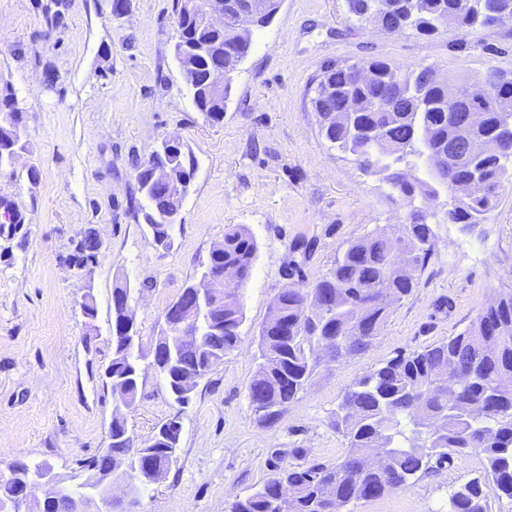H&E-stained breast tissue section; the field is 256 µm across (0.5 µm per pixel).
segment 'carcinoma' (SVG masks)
Listing matches in <instances>:
<instances>
[{"label": "carcinoma", "mask_w": 512, "mask_h": 512, "mask_svg": "<svg viewBox=\"0 0 512 512\" xmlns=\"http://www.w3.org/2000/svg\"><path fill=\"white\" fill-rule=\"evenodd\" d=\"M173 0V17L179 20V38L191 47L207 46L223 56L228 31L211 29L198 16H185ZM350 13L362 18L378 13L391 29H408L431 36L442 31L441 21L459 15L458 32L479 24L512 23V0H347ZM372 77L357 76V63L324 67L317 79L312 107L318 112L321 132L338 148L357 156L361 168L379 175L391 186L405 209L402 234L378 231L352 242L336 258L330 274L309 284L286 288L274 304L278 320L266 321L259 331L261 363L250 380V399L263 400L269 412L265 419L277 420L282 408L305 390L317 361L316 350L336 348L338 357L366 351L386 322L390 306L414 288L416 273L430 258L435 235L431 216L420 211L418 200L451 194L452 184L474 176L504 188L507 173L499 157L486 151L496 140L501 153L512 156V110L485 108L483 122L470 132L463 158L454 161L449 183L433 175H414L425 166V152H448L455 140L457 123L466 103L451 104L444 88L429 77L430 68L392 70L382 61L367 62ZM486 78L495 80L496 94L512 92V79L489 66ZM205 71L197 73L191 89L198 111L214 121L224 118L223 101H216L204 84ZM347 99L359 103L358 112L343 116L324 111V102L338 104ZM14 116L0 123V169L24 151L26 143L17 124L22 110L17 100L0 101V114ZM146 154L134 165L137 191L145 222L158 229L174 225L165 214L170 197L185 188L196 170L194 156L182 143L170 146L169 154ZM501 194L460 201L448 207L450 224H479L497 206ZM98 241L87 235L77 245L76 262L96 259ZM224 251L210 258L224 272V301L204 315L197 341L177 347L170 373L180 385L193 391L200 370L211 367L235 350L243 321L241 288L249 280L257 252L256 240L243 224L224 231ZM329 297L334 306L314 310L308 299ZM123 338L112 341V400L125 398L135 404L140 368L135 356L122 360ZM512 381V293L486 307L465 331L420 350L400 353L376 366L344 394L336 412V431L347 442L345 455L334 464L277 467L251 495L234 501L229 512H328L324 496L335 488L337 512L360 502L382 497L396 485L429 473L460 455L482 457L484 480L474 479L450 498V512H488L489 484L512 499V391L501 390ZM126 422L112 415V432L106 452L112 454L115 470L143 471L154 468L165 476L166 449L156 444L136 456L118 440ZM384 451L380 467L367 464V457ZM293 489L284 498L281 486Z\"/></svg>", "instance_id": "carcinoma-1"}]
</instances>
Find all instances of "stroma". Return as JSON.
Wrapping results in <instances>:
<instances>
[{
	"instance_id": "1",
	"label": "stroma",
	"mask_w": 512,
	"mask_h": 512,
	"mask_svg": "<svg viewBox=\"0 0 512 512\" xmlns=\"http://www.w3.org/2000/svg\"><path fill=\"white\" fill-rule=\"evenodd\" d=\"M172 0H0V99L23 109L28 149L0 170V200L23 223L0 225V470L49 462L67 485L108 444L112 393L102 373L112 291L124 286L144 344L196 281L230 224L258 249L241 293L240 343L215 365L188 405L146 370L128 427L135 438L180 416L176 461L141 494L140 512H226L277 465L333 463L346 452L334 428L344 393L370 369L466 330L512 291V184L479 224H449L432 203L435 247L412 292L395 302L366 352L320 359L306 389L268 423L248 399L258 333L278 293L326 276L352 241L395 231L404 211L392 189L323 136L311 98L328 63L379 59L478 79L493 65L512 74V24L423 37L358 21L347 0H283L233 75L220 122L193 104L173 54ZM180 138L197 169L170 249L156 246L138 209L132 161L154 139ZM101 249L74 259L86 232ZM306 251H293L295 242ZM300 275H292V265ZM93 293L98 336L86 341L81 302ZM472 455L410 480L352 512H448L450 494L481 477Z\"/></svg>"
}]
</instances>
